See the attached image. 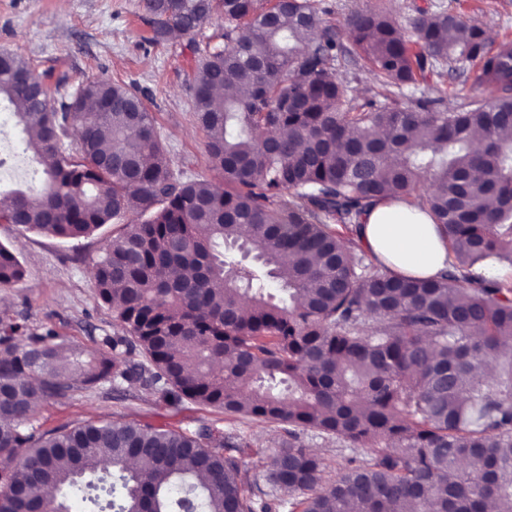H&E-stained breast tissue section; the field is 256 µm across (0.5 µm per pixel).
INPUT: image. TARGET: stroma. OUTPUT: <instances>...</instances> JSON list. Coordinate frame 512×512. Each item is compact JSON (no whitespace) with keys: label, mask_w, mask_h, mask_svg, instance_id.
<instances>
[{"label":"stroma","mask_w":512,"mask_h":512,"mask_svg":"<svg viewBox=\"0 0 512 512\" xmlns=\"http://www.w3.org/2000/svg\"><path fill=\"white\" fill-rule=\"evenodd\" d=\"M329 20L343 25L350 11L383 8L404 39L414 41L408 23L416 8L432 4L456 13L467 23H493L486 37L487 52H497L504 37L512 38V0H325ZM224 25L221 14L200 31L177 34L156 44L143 0H0V51L28 59L49 91L69 89L95 80L135 84L156 118L159 132L175 168L188 176L220 183L206 149V137L194 120L187 75L212 36ZM112 226L79 240L42 237L0 224V242L13 244L26 269L24 279L0 286V317L25 319L35 333L53 331L85 356L109 352L116 329L112 313L99 298L92 264ZM101 416L148 422L156 426L214 434L243 430L251 447L241 449L252 489L265 488L263 465L270 450L281 443L277 425L256 421L240 424L217 409L190 402L170 405L149 392L132 387L109 394L75 393L40 404L36 418L45 428Z\"/></svg>","instance_id":"1"}]
</instances>
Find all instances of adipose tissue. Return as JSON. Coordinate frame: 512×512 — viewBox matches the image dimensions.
<instances>
[{"label":"adipose tissue","mask_w":512,"mask_h":512,"mask_svg":"<svg viewBox=\"0 0 512 512\" xmlns=\"http://www.w3.org/2000/svg\"><path fill=\"white\" fill-rule=\"evenodd\" d=\"M360 222L363 246L394 273L428 279L446 269L448 244L418 202H377Z\"/></svg>","instance_id":"ef3b65f1"}]
</instances>
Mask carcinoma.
<instances>
[{"label":"carcinoma","instance_id":"cac0c4a2","mask_svg":"<svg viewBox=\"0 0 512 512\" xmlns=\"http://www.w3.org/2000/svg\"><path fill=\"white\" fill-rule=\"evenodd\" d=\"M144 9L156 44L224 16L190 82L222 190L174 169L134 86L84 83L53 105L31 62L0 51V100L42 182L9 190L0 222L59 239L121 225L93 273L119 327L112 353L85 359L0 319V512H43L46 491L54 512L71 495L86 512H512V277L490 275L512 265V43L485 55L483 31L445 9L417 8L414 47L381 9L336 32L322 0ZM477 58L488 99L452 112L426 91L404 101L417 76L462 77ZM341 66L368 68L382 100L347 96L331 80ZM220 86L239 93L216 97ZM427 179L420 202L448 267L402 279L360 249L359 219ZM24 276L0 243V285ZM124 383L286 426L269 492L251 494L224 454L248 447L238 433L35 418L41 402ZM308 432L350 450L329 482Z\"/></svg>","mask_w":512,"mask_h":512}]
</instances>
